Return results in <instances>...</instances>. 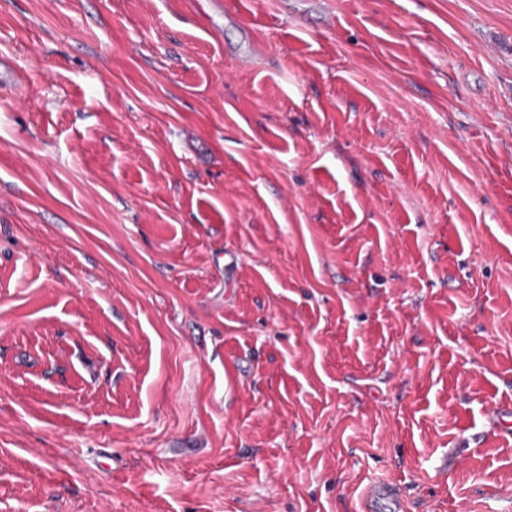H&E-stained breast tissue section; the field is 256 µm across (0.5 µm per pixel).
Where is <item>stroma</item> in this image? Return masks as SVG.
<instances>
[{
	"label": "stroma",
	"mask_w": 512,
	"mask_h": 512,
	"mask_svg": "<svg viewBox=\"0 0 512 512\" xmlns=\"http://www.w3.org/2000/svg\"><path fill=\"white\" fill-rule=\"evenodd\" d=\"M512 0H0V512H512Z\"/></svg>",
	"instance_id": "35a3bbf8"
}]
</instances>
